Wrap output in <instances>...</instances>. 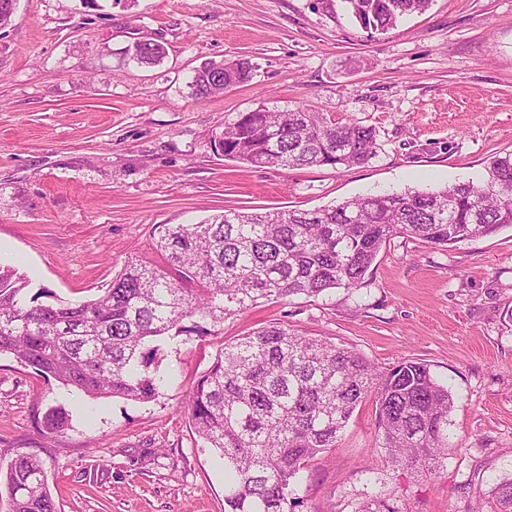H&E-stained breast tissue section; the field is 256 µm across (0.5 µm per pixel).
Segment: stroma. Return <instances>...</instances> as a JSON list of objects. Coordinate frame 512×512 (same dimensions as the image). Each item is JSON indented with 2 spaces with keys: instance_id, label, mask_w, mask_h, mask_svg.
<instances>
[{
  "instance_id": "1",
  "label": "stroma",
  "mask_w": 512,
  "mask_h": 512,
  "mask_svg": "<svg viewBox=\"0 0 512 512\" xmlns=\"http://www.w3.org/2000/svg\"><path fill=\"white\" fill-rule=\"evenodd\" d=\"M162 44L139 65V42ZM252 78L201 101L209 61ZM304 106L375 127L349 169L254 168L215 154L240 113ZM512 153V0H431L384 33L345 0H17L0 28V247L52 302L102 294L131 260L162 265L160 224L227 209H315L476 181ZM270 322L354 349L381 368L427 364L455 401L441 478L381 462L376 407L295 484L293 512H468L512 476V229L441 248L394 239L366 284L267 301L207 336L159 340L150 402L93 400L0 355V467L38 456L57 512H224V461L201 447L186 396L224 343ZM70 415L48 436L47 407ZM166 54L165 47L159 43L143 42L134 46L132 58L139 64H155Z\"/></svg>"
}]
</instances>
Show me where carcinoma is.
Wrapping results in <instances>:
<instances>
[{
	"instance_id": "carcinoma-1",
	"label": "carcinoma",
	"mask_w": 512,
	"mask_h": 512,
	"mask_svg": "<svg viewBox=\"0 0 512 512\" xmlns=\"http://www.w3.org/2000/svg\"><path fill=\"white\" fill-rule=\"evenodd\" d=\"M366 29L383 33L430 0H344ZM166 54L134 46L139 64ZM246 58L208 62L191 81L198 100L250 80ZM223 157L254 167H352L376 152L374 127L333 121L307 108L256 109L224 127ZM512 227V153L483 179L439 191L353 197L314 210L229 209L197 224L157 227L165 266L127 262L103 294L47 304L27 275L0 265V354L91 398L147 402L161 378L150 371L163 336H207V325L258 301L336 288L355 292L396 238L448 248ZM376 401L383 461L439 478L452 450L454 400L421 362L382 370L355 350L271 322L223 345L189 391L187 406L204 448L224 460V512H292L293 480L336 447L354 411ZM60 405L45 414L52 434L69 427ZM9 512H56L42 463L20 453L6 470ZM492 512H512V477L490 490Z\"/></svg>"
}]
</instances>
